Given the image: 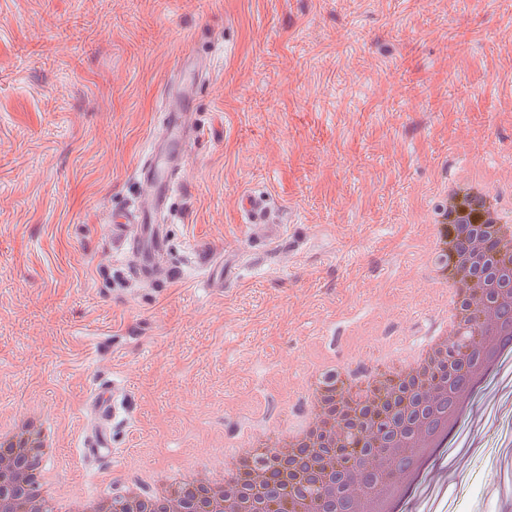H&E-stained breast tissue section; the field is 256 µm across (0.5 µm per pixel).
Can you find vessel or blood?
Here are the masks:
<instances>
[{
    "label": "vessel or blood",
    "instance_id": "obj_1",
    "mask_svg": "<svg viewBox=\"0 0 512 512\" xmlns=\"http://www.w3.org/2000/svg\"><path fill=\"white\" fill-rule=\"evenodd\" d=\"M193 94V88H186L182 102L170 105L167 112L163 113L161 132L154 139L151 154L137 168V175L149 194L147 204L134 205L112 219L113 239L130 243L138 250L140 264L136 275L145 281L153 277L157 260L166 254L170 245L169 227L159 223L158 216L175 193L177 178L170 160L175 155L186 156L190 142L197 136L196 128L188 121L190 110L187 102ZM91 408L104 427L99 433L84 440L83 454L96 462L111 461V424L120 412L117 387L95 386Z\"/></svg>",
    "mask_w": 512,
    "mask_h": 512
}]
</instances>
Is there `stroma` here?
<instances>
[{
  "label": "stroma",
  "mask_w": 512,
  "mask_h": 512,
  "mask_svg": "<svg viewBox=\"0 0 512 512\" xmlns=\"http://www.w3.org/2000/svg\"><path fill=\"white\" fill-rule=\"evenodd\" d=\"M188 54L199 137L146 282L109 226ZM464 168L512 184V0H0V420L40 415L58 494L216 476L225 437L278 438L327 360L384 372L379 347L434 321L424 254ZM222 255L237 278L207 283ZM103 382L109 466L79 452ZM403 512H512V358Z\"/></svg>",
  "instance_id": "1"
}]
</instances>
